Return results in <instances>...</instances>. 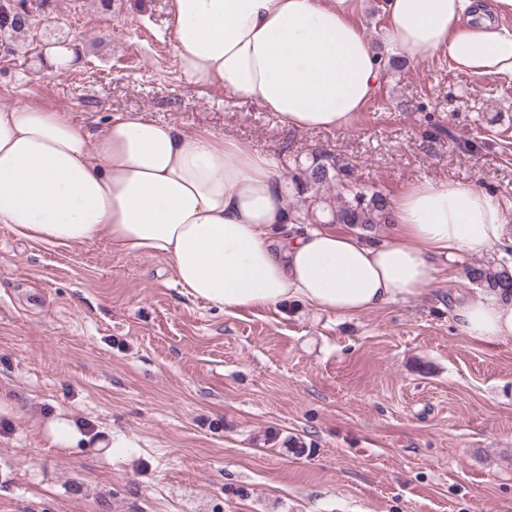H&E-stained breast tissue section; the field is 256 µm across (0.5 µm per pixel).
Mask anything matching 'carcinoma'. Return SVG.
<instances>
[{"instance_id": "cac0c4a2", "label": "carcinoma", "mask_w": 512, "mask_h": 512, "mask_svg": "<svg viewBox=\"0 0 512 512\" xmlns=\"http://www.w3.org/2000/svg\"><path fill=\"white\" fill-rule=\"evenodd\" d=\"M13 8L8 0L0 3V30L19 34L24 27L16 18H7V12ZM288 181L298 194L296 204L289 209L297 224H338L373 237L377 227L392 223L388 195L379 189L359 186L348 162L328 154H314L307 163L296 159L288 168ZM330 184L336 185L333 198L322 193ZM464 275L483 292L512 300V267L507 260L470 264Z\"/></svg>"}]
</instances>
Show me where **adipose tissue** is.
<instances>
[{
	"instance_id": "ef3b65f1",
	"label": "adipose tissue",
	"mask_w": 512,
	"mask_h": 512,
	"mask_svg": "<svg viewBox=\"0 0 512 512\" xmlns=\"http://www.w3.org/2000/svg\"><path fill=\"white\" fill-rule=\"evenodd\" d=\"M359 0H170L174 56L200 86L275 113L290 130H341L385 78L356 14ZM385 40L412 60L442 52L461 70L512 75V0H387ZM472 24L462 27L463 16ZM275 156L144 113L114 114L90 135L68 113L0 108V225L49 246L107 238L169 260L183 291L224 308L296 299L351 317L427 297L436 258L512 238L501 203L477 183L415 181L392 202L394 231L291 223ZM458 328L512 342V301L455 303Z\"/></svg>"
}]
</instances>
